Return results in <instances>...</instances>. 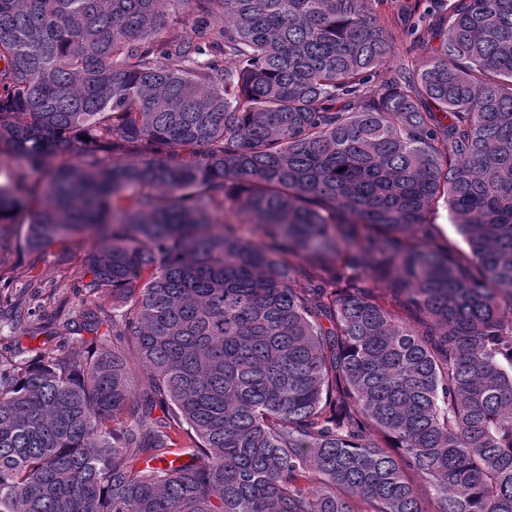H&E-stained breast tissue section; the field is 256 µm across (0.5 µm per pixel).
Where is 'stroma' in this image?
<instances>
[{
    "instance_id": "35a3bbf8",
    "label": "stroma",
    "mask_w": 512,
    "mask_h": 512,
    "mask_svg": "<svg viewBox=\"0 0 512 512\" xmlns=\"http://www.w3.org/2000/svg\"><path fill=\"white\" fill-rule=\"evenodd\" d=\"M25 228L0 224V359L28 357L39 351L65 355L81 349L78 336L66 330L91 305L111 309L109 298L82 289L87 279V258L96 243L85 233L59 240L38 252L22 249ZM20 305L39 315L43 330L32 334L30 324L16 325L9 318Z\"/></svg>"
}]
</instances>
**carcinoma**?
<instances>
[{"label": "carcinoma", "mask_w": 512, "mask_h": 512, "mask_svg": "<svg viewBox=\"0 0 512 512\" xmlns=\"http://www.w3.org/2000/svg\"><path fill=\"white\" fill-rule=\"evenodd\" d=\"M376 2L0 0V224L112 297L0 360V512H512V0ZM426 1L427 0H421L423 5L420 7L419 12L414 15L412 14L405 27L403 24L398 22L396 28L393 30V35L396 41V53L391 57L389 66H395L399 63H405L411 66V63L418 61L422 56L420 45L416 41V35H411L408 28L413 24L424 26V23L419 21V15L425 6L429 4V2ZM435 224L432 229L439 239L448 244L457 252L469 255V250L463 237L456 231L455 227L451 224L448 211L444 206H439L434 215Z\"/></svg>", "instance_id": "carcinoma-1"}]
</instances>
